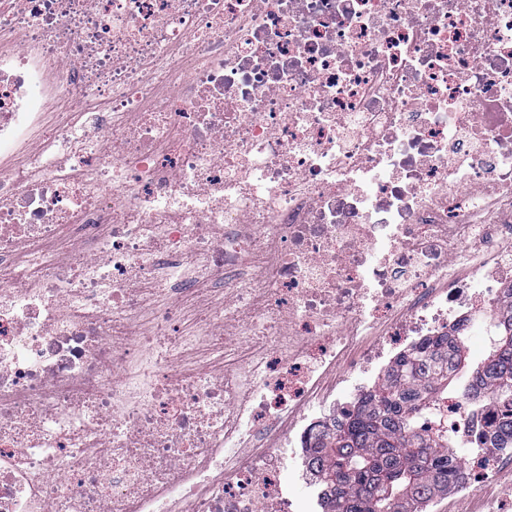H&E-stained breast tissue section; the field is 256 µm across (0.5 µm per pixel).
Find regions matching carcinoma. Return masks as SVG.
<instances>
[{
  "instance_id": "1",
  "label": "carcinoma",
  "mask_w": 512,
  "mask_h": 512,
  "mask_svg": "<svg viewBox=\"0 0 512 512\" xmlns=\"http://www.w3.org/2000/svg\"><path fill=\"white\" fill-rule=\"evenodd\" d=\"M509 298L492 346L459 387L476 397L491 389L499 401L475 448H512V288ZM466 359L460 337H428L398 357L353 409L312 434L311 468L327 490L326 512H427L435 496L456 486L462 461L451 439L418 420L430 396L458 379Z\"/></svg>"
}]
</instances>
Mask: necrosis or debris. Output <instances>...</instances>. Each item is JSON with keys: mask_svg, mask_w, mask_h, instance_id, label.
<instances>
[{"mask_svg": "<svg viewBox=\"0 0 512 512\" xmlns=\"http://www.w3.org/2000/svg\"><path fill=\"white\" fill-rule=\"evenodd\" d=\"M510 283L512 0H0V512H313L312 432ZM487 416L420 423L512 512Z\"/></svg>", "mask_w": 512, "mask_h": 512, "instance_id": "1", "label": "necrosis or debris"}]
</instances>
